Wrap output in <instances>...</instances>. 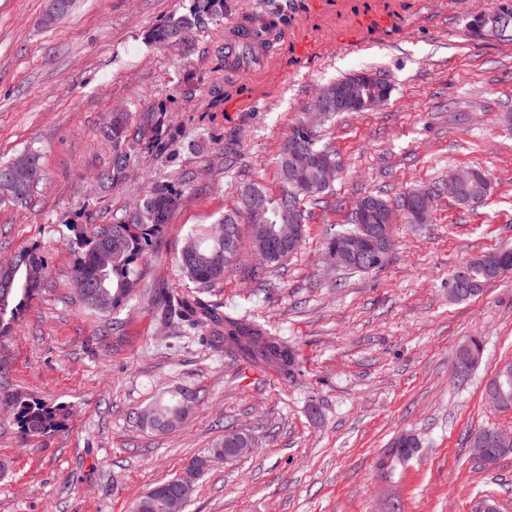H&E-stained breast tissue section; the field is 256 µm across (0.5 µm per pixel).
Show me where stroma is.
Listing matches in <instances>:
<instances>
[{"instance_id": "35a3bbf8", "label": "stroma", "mask_w": 512, "mask_h": 512, "mask_svg": "<svg viewBox=\"0 0 512 512\" xmlns=\"http://www.w3.org/2000/svg\"><path fill=\"white\" fill-rule=\"evenodd\" d=\"M233 16L277 14L295 49L269 50L268 69L224 70V25L187 44L148 45L151 27L186 14L189 0H77L48 25L50 0H0V162L31 149L42 187L23 206L0 205V261L39 246L49 286L0 336V398L17 394L67 408L65 425L24 437L0 406V512H130L153 483L208 456L225 428L253 450L210 463L183 512H384L377 460L408 431L422 444L398 477L402 512H477L493 497L512 512V457L485 466L472 434L512 431V410L485 388L512 360V274L476 298L448 296L452 272L512 247V40L476 37L472 0H229ZM360 71L388 81L387 103L326 121L309 112L318 89ZM166 106L184 135L175 151L138 149L128 178L99 193L111 142L98 130L118 108ZM312 121L344 172L310 205L301 250L280 267L252 253L211 288L187 285L176 256L187 233L236 203L241 184L277 192L275 161L290 129ZM204 138L207 149L190 148ZM479 167L492 188L468 207L442 192L451 171ZM179 196L143 284L224 305L275 330L299 354L294 378L213 351L141 302L109 332L72 304L70 222L107 224L152 183ZM435 191L424 224L398 219L384 265L328 267L330 225L358 197ZM481 337L466 379L451 375L459 344ZM176 386L199 401L175 430L136 421Z\"/></svg>"}]
</instances>
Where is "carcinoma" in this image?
<instances>
[{
  "instance_id": "obj_1",
  "label": "carcinoma",
  "mask_w": 512,
  "mask_h": 512,
  "mask_svg": "<svg viewBox=\"0 0 512 512\" xmlns=\"http://www.w3.org/2000/svg\"><path fill=\"white\" fill-rule=\"evenodd\" d=\"M229 0H190L188 13L173 17L150 28L146 39L150 45L176 46L190 36V32L203 25L219 24L229 15ZM509 15L507 30L494 34L503 38L512 36V0H498L497 9ZM100 135L112 141V171L98 176L103 189L109 184L123 181L133 165L136 146L143 144L157 151H166L178 143L179 134L170 125L164 106L152 107L139 113L128 111L112 113V120L101 127ZM305 151L336 161V151L320 143L316 133L302 137ZM31 177L19 183L11 175L12 163L0 164V201L8 199L26 203L45 179L40 158L33 152L23 153ZM474 180L463 185L457 202L479 205L489 195L491 185L482 178L484 171L471 170ZM277 178L278 194L273 195L258 183L239 186L236 206L224 212L216 223L191 230L183 243L176 262L183 277L201 287H212L224 280L232 269L240 250L241 224L259 221L267 224L268 231L278 229L293 218L306 223L307 211L303 201L321 202L329 186L321 185L318 177L311 176L309 186L288 183V151L279 154ZM178 199L177 189L158 182L139 199L136 210L112 215L109 224H68L66 244L74 256L71 284L76 302L84 308L101 314L116 324L127 307L141 300L148 301L164 314L165 320L182 327L201 331L224 355L241 357L261 367L272 369L285 378L292 376L298 364V353L287 340L270 332L263 325L249 322L233 313L221 311L216 305L201 299L179 296L167 291L141 287L142 267L152 255L153 247L162 236ZM252 248L267 245L266 265L275 266L296 253L300 246L284 250L277 238L252 234ZM9 268L0 267V279L11 280L9 290H0V334L18 321L29 302L48 286L49 266L43 254L25 249L14 256ZM470 275L488 284L512 272V249L504 248L477 258ZM196 396L189 387H180L156 398L139 416L140 426L151 431L167 432L180 426L189 414L183 396ZM21 433L38 437L57 430L62 425L64 409L36 399L11 397L4 400ZM233 429L224 430L206 459L194 458L174 477L152 485L133 505V512H162L160 500L179 490L189 479L197 484L207 463L224 456V449L234 447ZM391 448L403 449L407 462L419 454L421 445L410 432H402L389 443Z\"/></svg>"
}]
</instances>
